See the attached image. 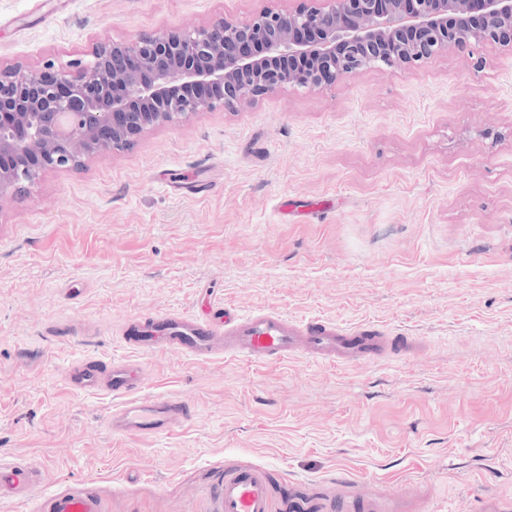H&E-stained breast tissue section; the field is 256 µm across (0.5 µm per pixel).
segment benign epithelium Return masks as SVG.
Listing matches in <instances>:
<instances>
[{
  "label": "benign epithelium",
  "instance_id": "benign-epithelium-1",
  "mask_svg": "<svg viewBox=\"0 0 512 512\" xmlns=\"http://www.w3.org/2000/svg\"><path fill=\"white\" fill-rule=\"evenodd\" d=\"M294 2L102 43L93 64L69 77L0 68V199L202 107L323 89L379 63L425 62L472 43L512 47V0Z\"/></svg>",
  "mask_w": 512,
  "mask_h": 512
}]
</instances>
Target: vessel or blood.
<instances>
[{"label": "vessel or blood", "instance_id": "vessel-or-blood-1", "mask_svg": "<svg viewBox=\"0 0 512 512\" xmlns=\"http://www.w3.org/2000/svg\"><path fill=\"white\" fill-rule=\"evenodd\" d=\"M121 339L134 351L166 349L201 361L229 354L255 363L303 356L345 364L386 353L401 358L413 348L410 337L362 326L345 328L323 319L296 323L275 313L241 316L230 311L209 318L164 312L146 321L129 320L122 327ZM141 373L140 363L131 360L84 359L69 367L65 379L72 389L118 399L107 420L112 433L118 435L162 434L191 418L192 408L185 399L141 400ZM42 486L40 467L0 463V499H36L38 512H102L100 500L91 491L46 495ZM219 495L222 512H268L265 470H246L226 480Z\"/></svg>", "mask_w": 512, "mask_h": 512}]
</instances>
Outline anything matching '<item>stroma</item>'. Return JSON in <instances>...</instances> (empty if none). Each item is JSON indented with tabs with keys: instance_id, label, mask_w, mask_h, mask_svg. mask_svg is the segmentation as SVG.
Instances as JSON below:
<instances>
[{
	"instance_id": "1",
	"label": "stroma",
	"mask_w": 512,
	"mask_h": 512,
	"mask_svg": "<svg viewBox=\"0 0 512 512\" xmlns=\"http://www.w3.org/2000/svg\"><path fill=\"white\" fill-rule=\"evenodd\" d=\"M292 0H0V67L73 75L97 44ZM273 311L415 337V354H131L163 311ZM77 325L75 337L51 325ZM136 358L141 397L191 421L119 436L64 374ZM104 512H220L268 475L269 512H512V49L453 48L327 90L199 109L0 199V462ZM219 495L222 512H268L265 470H245L226 480Z\"/></svg>"
}]
</instances>
